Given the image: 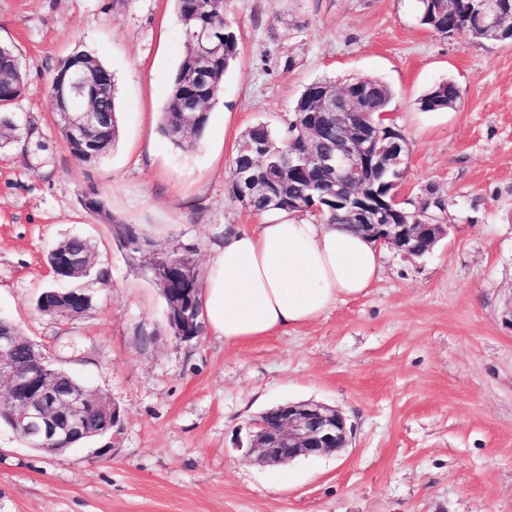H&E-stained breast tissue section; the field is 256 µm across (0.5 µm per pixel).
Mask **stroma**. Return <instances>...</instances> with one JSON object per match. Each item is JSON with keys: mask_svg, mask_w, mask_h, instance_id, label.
<instances>
[{"mask_svg": "<svg viewBox=\"0 0 512 512\" xmlns=\"http://www.w3.org/2000/svg\"><path fill=\"white\" fill-rule=\"evenodd\" d=\"M416 5L226 0L238 55L205 140L183 151L158 131L183 51L173 0H0V43L26 74L14 109L35 125L26 143L0 137V317L122 415L104 457L98 438L54 455L0 425V512H512V43L431 33ZM77 51L115 81L119 136L95 163L66 149L47 93ZM367 77L395 91L401 198L449 199L447 236L418 257L385 248L367 294L291 334L176 338L152 253L180 248L205 270L225 225L262 221L231 193L240 135L282 131L313 80ZM446 79L456 108L422 113L417 99ZM124 225L150 251L121 248ZM74 236L112 283L86 315L49 318L35 308L46 258ZM306 400L343 412L348 446L246 461L253 420Z\"/></svg>", "mask_w": 512, "mask_h": 512, "instance_id": "1", "label": "stroma"}]
</instances>
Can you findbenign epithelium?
<instances>
[{
  "label": "benign epithelium",
  "instance_id": "obj_1",
  "mask_svg": "<svg viewBox=\"0 0 512 512\" xmlns=\"http://www.w3.org/2000/svg\"><path fill=\"white\" fill-rule=\"evenodd\" d=\"M59 95L74 100L86 95L94 85L93 67L86 59L72 55L59 75ZM355 111V98L342 90L327 97L321 104L324 122L336 127V150L313 151L303 158L302 169L324 170L336 194L349 190L347 178L360 179L374 169L395 171L404 161L405 140L397 135L382 136L371 113L364 112V124L351 125L346 114ZM60 122L66 126L71 142L66 148L80 154L90 147L92 132L106 120L105 112L90 108L70 112L64 103L55 104ZM252 165L241 166L236 175L243 196L261 198L267 208L275 209L280 200L271 192L279 177L269 173L261 179L251 173ZM399 193L382 204L355 211L352 222L365 228V233L381 244L390 245L409 256L422 252L407 244V239L422 235L425 251L447 236V225L419 224L417 219H405L399 206ZM85 254L60 251L46 265L51 281L60 283L78 277L85 271ZM194 289L169 303L167 318L184 341L194 339L199 311L193 303ZM66 294L51 289L42 294L41 312L64 319L77 318L76 308L85 303V295L74 294L70 303L63 302ZM17 412L16 434L30 448H45L62 452L92 435L103 436L120 423L119 407L112 400H102L94 393L82 394L66 386L60 372L51 367L46 355L35 344L22 337L17 327L0 330V409ZM247 457L262 466H280L304 456H322L337 452L349 444L352 428L336 408L314 401H287L278 407V417L270 421L260 416L252 423Z\"/></svg>",
  "mask_w": 512,
  "mask_h": 512
}]
</instances>
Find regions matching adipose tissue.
Masks as SVG:
<instances>
[{
    "mask_svg": "<svg viewBox=\"0 0 512 512\" xmlns=\"http://www.w3.org/2000/svg\"><path fill=\"white\" fill-rule=\"evenodd\" d=\"M382 258L374 239L309 213L228 224L207 262L202 317L228 345L289 334L365 294L383 274Z\"/></svg>",
    "mask_w": 512,
    "mask_h": 512,
    "instance_id": "adipose-tissue-1",
    "label": "adipose tissue"
}]
</instances>
